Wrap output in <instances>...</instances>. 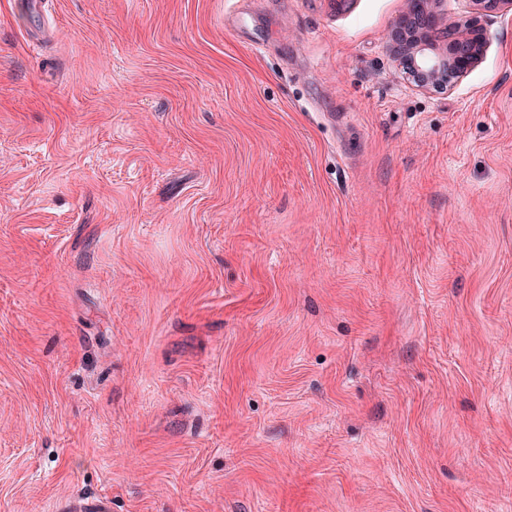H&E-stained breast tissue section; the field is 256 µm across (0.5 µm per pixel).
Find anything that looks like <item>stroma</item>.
<instances>
[{"mask_svg": "<svg viewBox=\"0 0 512 512\" xmlns=\"http://www.w3.org/2000/svg\"><path fill=\"white\" fill-rule=\"evenodd\" d=\"M0 0V512H512V14ZM431 0H408L390 35L393 60L403 76L423 90L447 91L475 69L487 46L484 21L492 13H512V0H472L468 20L448 24L444 43L434 37L437 16Z\"/></svg>", "mask_w": 512, "mask_h": 512, "instance_id": "stroma-1", "label": "stroma"}]
</instances>
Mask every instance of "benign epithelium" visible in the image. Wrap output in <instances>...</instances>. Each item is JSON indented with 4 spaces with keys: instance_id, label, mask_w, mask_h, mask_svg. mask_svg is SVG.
Segmentation results:
<instances>
[{
    "instance_id": "obj_1",
    "label": "benign epithelium",
    "mask_w": 512,
    "mask_h": 512,
    "mask_svg": "<svg viewBox=\"0 0 512 512\" xmlns=\"http://www.w3.org/2000/svg\"><path fill=\"white\" fill-rule=\"evenodd\" d=\"M468 20L448 25L444 43L434 37L437 16L431 0H407L390 35L393 60L403 76L423 90L447 91L475 69L487 46L484 21L493 13H512V0H472Z\"/></svg>"
}]
</instances>
